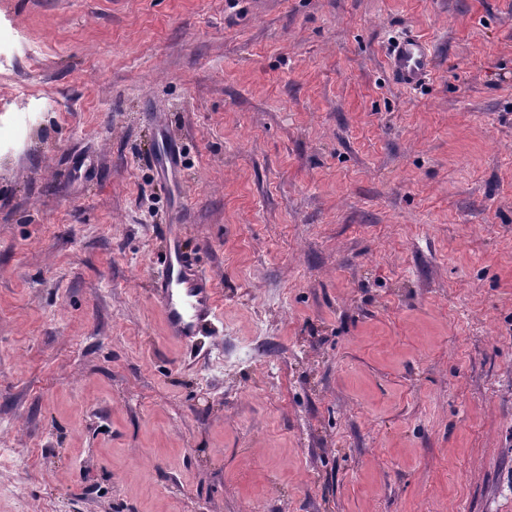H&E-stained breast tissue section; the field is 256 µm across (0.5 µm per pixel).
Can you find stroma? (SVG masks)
I'll return each mask as SVG.
<instances>
[{"label":"stroma","instance_id":"1","mask_svg":"<svg viewBox=\"0 0 512 512\" xmlns=\"http://www.w3.org/2000/svg\"><path fill=\"white\" fill-rule=\"evenodd\" d=\"M251 503L512 512V0H0V512ZM390 65L394 79L404 86L412 87L432 71L433 52L421 37H408L393 47ZM170 223L169 248L152 295L163 312L166 335L190 342L202 325L217 318L220 303L210 276L180 249L177 219Z\"/></svg>","mask_w":512,"mask_h":512}]
</instances>
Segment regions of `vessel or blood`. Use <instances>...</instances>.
Masks as SVG:
<instances>
[{
	"label": "vessel or blood",
	"mask_w": 512,
	"mask_h": 512,
	"mask_svg": "<svg viewBox=\"0 0 512 512\" xmlns=\"http://www.w3.org/2000/svg\"><path fill=\"white\" fill-rule=\"evenodd\" d=\"M391 72L400 84L415 86L433 68V52L426 41L413 36L398 42L390 53ZM170 233L163 269L152 295L163 312L166 334L179 342L191 341L199 328L216 319L219 299L210 278Z\"/></svg>",
	"instance_id": "b4317fda"
}]
</instances>
